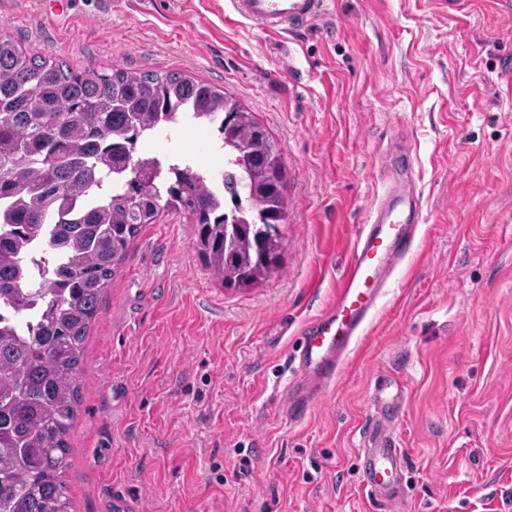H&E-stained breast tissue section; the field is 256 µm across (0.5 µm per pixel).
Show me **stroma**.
I'll list each match as a JSON object with an SVG mask.
<instances>
[{
    "label": "stroma",
    "mask_w": 512,
    "mask_h": 512,
    "mask_svg": "<svg viewBox=\"0 0 512 512\" xmlns=\"http://www.w3.org/2000/svg\"><path fill=\"white\" fill-rule=\"evenodd\" d=\"M1 31L78 70L224 89L287 168L278 267L255 285L212 276L187 214L160 211L132 240L84 343L71 512H108L117 491L143 512H387L361 476L381 416L405 512H512V0H334L280 37L228 0H0ZM391 142L413 147V265L289 420L299 331L336 294ZM382 379L404 383L400 406L371 405Z\"/></svg>",
    "instance_id": "obj_1"
}]
</instances>
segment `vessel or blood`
Masks as SVG:
<instances>
[{
  "instance_id": "1",
  "label": "vessel or blood",
  "mask_w": 512,
  "mask_h": 512,
  "mask_svg": "<svg viewBox=\"0 0 512 512\" xmlns=\"http://www.w3.org/2000/svg\"><path fill=\"white\" fill-rule=\"evenodd\" d=\"M329 0H230L234 16L270 35L318 19ZM383 174L393 179L376 201L365 223L354 227V245L346 271L327 309L305 326L298 349V377L285 411L303 419L318 397L335 382L351 353L365 336L384 290L398 266L415 254L409 225L419 223L421 208L415 186L405 183L391 163ZM363 481L370 497L382 504L403 505L399 477L402 452L389 426L374 425L364 435Z\"/></svg>"
}]
</instances>
